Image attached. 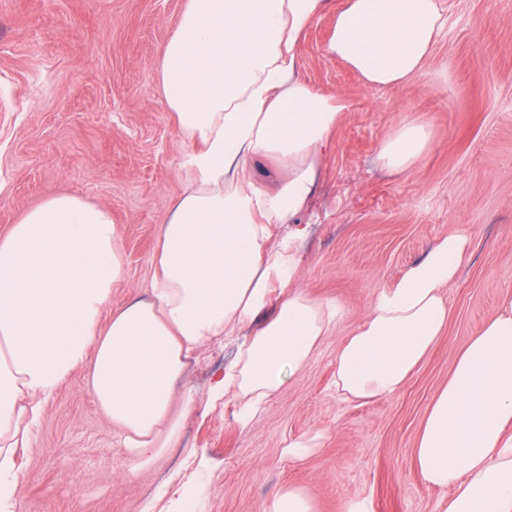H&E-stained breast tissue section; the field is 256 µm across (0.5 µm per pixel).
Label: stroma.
<instances>
[{
  "label": "stroma",
  "instance_id": "stroma-1",
  "mask_svg": "<svg viewBox=\"0 0 512 512\" xmlns=\"http://www.w3.org/2000/svg\"><path fill=\"white\" fill-rule=\"evenodd\" d=\"M186 2L0 0V232L55 193L110 208L126 267L115 309L146 295L158 227L186 186L185 144L158 70ZM327 4L299 42L298 74L347 110L296 222L302 286L339 300L343 318L245 427L231 398H210L235 341L204 347L188 373L196 408L179 446L135 476L84 372L73 373L17 453L18 512H180L190 497L198 512H263L291 484L316 512H345L359 498L373 512H436L442 492L414 463L419 431L457 354L512 291V0H438L448 22L422 71L381 88L327 53L343 0ZM412 121L430 126V144L410 173H388L380 145ZM455 232L471 244L445 290V335L394 396L341 401L339 346L379 289ZM321 429L314 455L282 457L286 441Z\"/></svg>",
  "mask_w": 512,
  "mask_h": 512
}]
</instances>
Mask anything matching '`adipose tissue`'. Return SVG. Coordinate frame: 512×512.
Returning a JSON list of instances; mask_svg holds the SVG:
<instances>
[{
    "label": "adipose tissue",
    "mask_w": 512,
    "mask_h": 512,
    "mask_svg": "<svg viewBox=\"0 0 512 512\" xmlns=\"http://www.w3.org/2000/svg\"><path fill=\"white\" fill-rule=\"evenodd\" d=\"M326 0H187L160 52L161 93L188 148V185L158 229L147 297L110 309L126 276L109 208L73 193L45 197L0 235V512H14V455L43 402L85 372L95 402L124 448L130 473L175 444L194 407L179 384L207 344L251 333L216 382L237 419L303 370L343 316L338 300L300 284V236L274 228L304 212L346 106L298 77L300 39ZM445 27L437 0H345L329 55L371 87L414 78ZM423 122L402 123L379 158L411 172L428 148ZM282 162L273 190L256 186L259 158ZM468 238L443 237L423 261L381 288L336 353L346 401L388 398L444 336L443 290ZM277 310L259 313L274 290ZM415 466L442 490L437 512H512V292L459 353L435 395L414 449Z\"/></svg>",
    "instance_id": "ef3b65f1"
}]
</instances>
